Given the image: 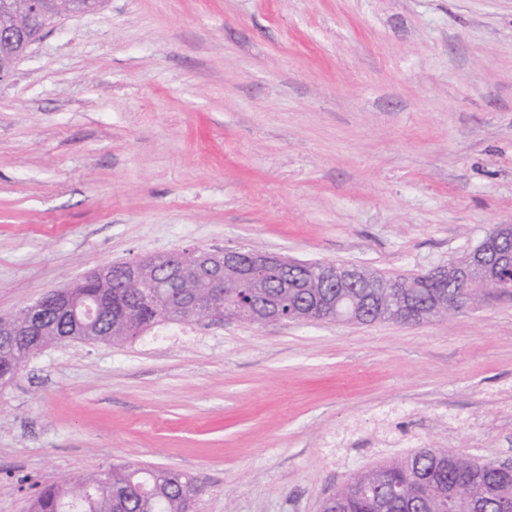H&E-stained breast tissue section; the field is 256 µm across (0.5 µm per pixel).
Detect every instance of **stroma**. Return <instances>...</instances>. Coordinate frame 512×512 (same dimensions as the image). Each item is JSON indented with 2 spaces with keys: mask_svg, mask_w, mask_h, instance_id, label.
Returning a JSON list of instances; mask_svg holds the SVG:
<instances>
[{
  "mask_svg": "<svg viewBox=\"0 0 512 512\" xmlns=\"http://www.w3.org/2000/svg\"><path fill=\"white\" fill-rule=\"evenodd\" d=\"M512 224V0H101L0 81V313L185 247L421 274ZM512 291L418 325L166 323L0 387V512L112 464L319 512L409 446L512 463ZM396 413L386 428L377 414Z\"/></svg>",
  "mask_w": 512,
  "mask_h": 512,
  "instance_id": "stroma-1",
  "label": "stroma"
}]
</instances>
